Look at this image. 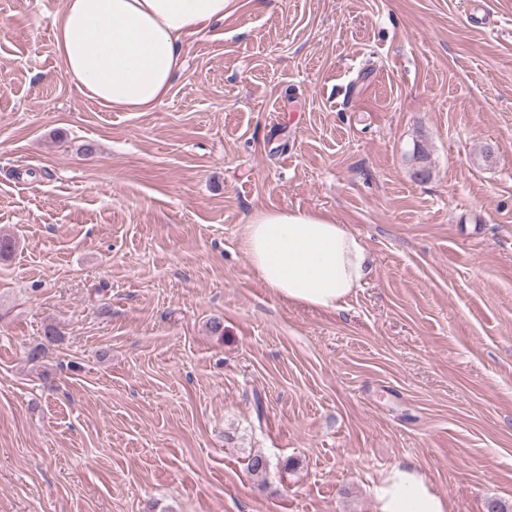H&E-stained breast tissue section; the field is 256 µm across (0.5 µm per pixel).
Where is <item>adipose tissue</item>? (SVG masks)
Here are the masks:
<instances>
[{"mask_svg": "<svg viewBox=\"0 0 512 512\" xmlns=\"http://www.w3.org/2000/svg\"><path fill=\"white\" fill-rule=\"evenodd\" d=\"M239 0H65L54 20L65 73L89 99L119 112H146L169 93L183 60L181 40L223 21ZM242 245L274 295L333 311L362 284L366 251L333 217L259 209ZM376 512H450L413 463L392 466L374 488Z\"/></svg>", "mask_w": 512, "mask_h": 512, "instance_id": "adipose-tissue-1", "label": "adipose tissue"}]
</instances>
